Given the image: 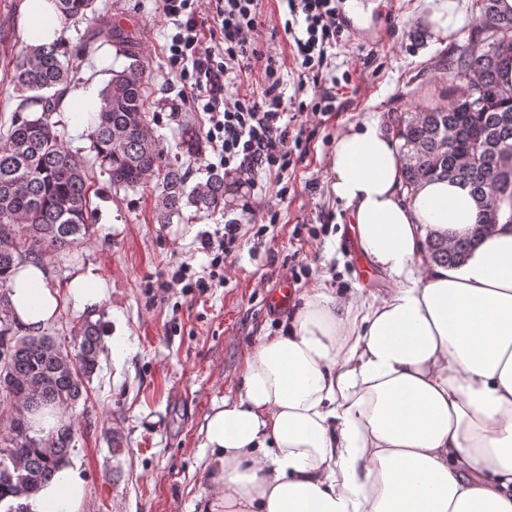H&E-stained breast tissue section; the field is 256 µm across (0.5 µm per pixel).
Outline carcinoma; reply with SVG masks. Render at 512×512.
<instances>
[{
	"label": "carcinoma",
	"mask_w": 512,
	"mask_h": 512,
	"mask_svg": "<svg viewBox=\"0 0 512 512\" xmlns=\"http://www.w3.org/2000/svg\"><path fill=\"white\" fill-rule=\"evenodd\" d=\"M500 0H474L476 25L466 46L442 60L448 71V104L397 112L394 138L405 155L404 186L412 191L428 179H449L470 188L480 224L450 243L428 238L425 250L435 264L463 262L491 215L512 224V85L499 79L503 57L512 54V13ZM63 21L100 23L104 35L130 59L112 75L100 96L91 136L96 160L115 188H135L157 179L156 219L170 224L183 209L208 215L224 206V176L213 172L189 186L190 175L169 157L150 128L143 62L127 49V36L103 23L94 0H54ZM496 25L485 30L483 19ZM90 44L70 51L58 40L25 44L11 61L9 82L19 97L7 143L0 147V405L10 410L0 430V508L26 512L19 502L36 493L70 463L80 427L68 421L47 436L32 429L28 413L54 407L70 414L88 402L87 384L99 367L100 325L90 319L66 346L51 336L21 335L8 296L12 269L39 264L49 255L81 244L92 225V184L83 158L71 152L44 116L23 113L39 106L50 112L71 83ZM178 152L200 156L204 141L196 128L182 127Z\"/></svg>",
	"instance_id": "cac0c4a2"
}]
</instances>
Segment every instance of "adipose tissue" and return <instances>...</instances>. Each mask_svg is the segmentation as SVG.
Listing matches in <instances>:
<instances>
[{"mask_svg": "<svg viewBox=\"0 0 512 512\" xmlns=\"http://www.w3.org/2000/svg\"><path fill=\"white\" fill-rule=\"evenodd\" d=\"M21 12L28 44L58 37L52 0ZM388 124L337 134L331 190L358 249L398 286L375 302L309 289L287 331L256 345L201 428L210 512H512V224L489 227L462 264L429 263L426 236L471 233L479 209L449 180L407 192ZM8 287L32 332L63 301L92 310L104 294L91 265L63 290L24 263ZM84 499L66 467L24 503L82 512Z\"/></svg>", "mask_w": 512, "mask_h": 512, "instance_id": "ef3b65f1", "label": "adipose tissue"}]
</instances>
